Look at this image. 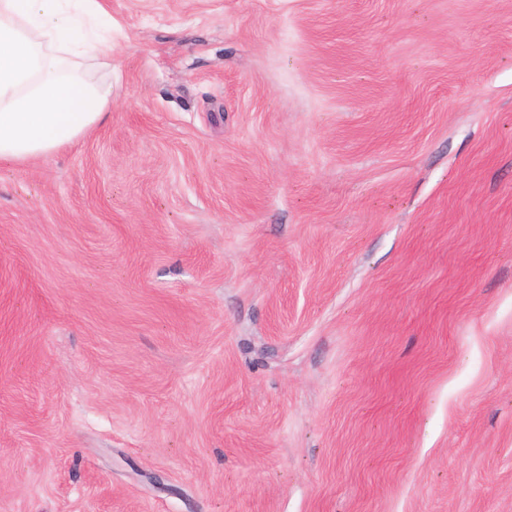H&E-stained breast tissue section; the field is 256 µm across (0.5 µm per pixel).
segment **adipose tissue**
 I'll use <instances>...</instances> for the list:
<instances>
[{"label":"adipose tissue","mask_w":512,"mask_h":512,"mask_svg":"<svg viewBox=\"0 0 512 512\" xmlns=\"http://www.w3.org/2000/svg\"><path fill=\"white\" fill-rule=\"evenodd\" d=\"M100 0H0V161L56 154L110 113L109 87L85 64L112 56L88 24Z\"/></svg>","instance_id":"1"}]
</instances>
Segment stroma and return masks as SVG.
Returning <instances> with one entry per match:
<instances>
[{
  "label": "stroma",
  "instance_id": "1",
  "mask_svg": "<svg viewBox=\"0 0 512 512\" xmlns=\"http://www.w3.org/2000/svg\"><path fill=\"white\" fill-rule=\"evenodd\" d=\"M108 119L0 162V512H512V0H100Z\"/></svg>",
  "mask_w": 512,
  "mask_h": 512
}]
</instances>
